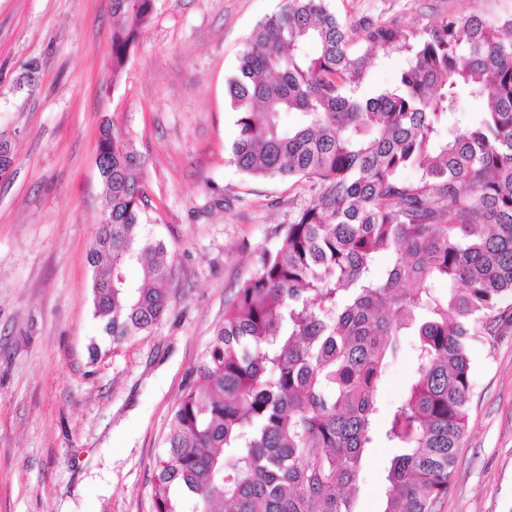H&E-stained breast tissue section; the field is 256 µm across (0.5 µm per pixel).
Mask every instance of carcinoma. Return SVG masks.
Masks as SVG:
<instances>
[{"instance_id": "obj_1", "label": "carcinoma", "mask_w": 512, "mask_h": 512, "mask_svg": "<svg viewBox=\"0 0 512 512\" xmlns=\"http://www.w3.org/2000/svg\"><path fill=\"white\" fill-rule=\"evenodd\" d=\"M154 2L112 0L114 86ZM356 38L410 54L394 90L358 94ZM226 93L228 162L310 198L192 370L153 464L154 512H357L378 386L407 336L413 371L384 420L399 453L380 512H436L467 428L470 340L512 328V18L473 9L421 31L347 28L327 0H286L252 32ZM97 152L108 223L87 256L92 313L115 346L165 316L173 258L150 229L145 157L107 120Z\"/></svg>"}]
</instances>
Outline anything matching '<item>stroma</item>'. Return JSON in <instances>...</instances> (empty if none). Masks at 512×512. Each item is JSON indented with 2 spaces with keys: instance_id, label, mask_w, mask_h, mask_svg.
Wrapping results in <instances>:
<instances>
[{
  "instance_id": "stroma-1",
  "label": "stroma",
  "mask_w": 512,
  "mask_h": 512,
  "mask_svg": "<svg viewBox=\"0 0 512 512\" xmlns=\"http://www.w3.org/2000/svg\"><path fill=\"white\" fill-rule=\"evenodd\" d=\"M285 0H155L118 85L112 0H0V129L16 131L0 180V512H153L152 465L172 411L261 249L307 199L227 162L226 81L252 30ZM346 25L408 31L512 0H329ZM367 54L361 87L394 89L404 51ZM30 85L18 86L26 69ZM147 159L152 229L174 255L169 309L152 332L91 360L100 339L87 254L101 220L104 119ZM469 422L438 512H512V330L471 345ZM394 449L375 440L358 512H379Z\"/></svg>"
}]
</instances>
